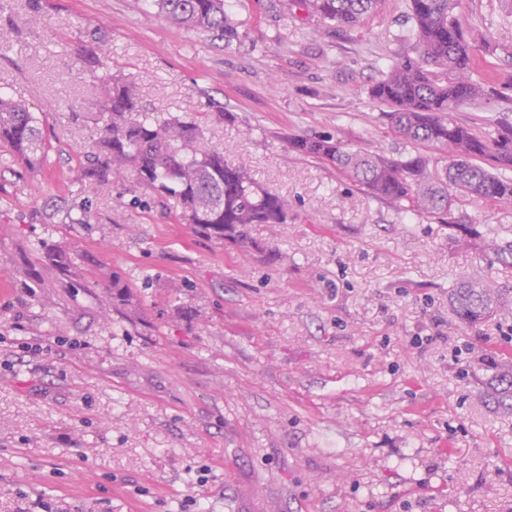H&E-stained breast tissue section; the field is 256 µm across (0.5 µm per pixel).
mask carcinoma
Here are the masks:
<instances>
[{
    "mask_svg": "<svg viewBox=\"0 0 512 512\" xmlns=\"http://www.w3.org/2000/svg\"><path fill=\"white\" fill-rule=\"evenodd\" d=\"M382 0H296L299 8L319 17L328 28L348 30L377 11ZM408 45L368 88L369 96L390 108L393 129L412 144L442 149L449 162L438 169L420 151L385 159L353 149L330 136L293 137L289 148L299 155L327 160L369 194L389 200L413 217L430 216L479 241L482 250L512 259V227L488 233L473 224L448 219L460 197L490 200L512 207V124H495L483 133L458 123L453 112L491 94L495 75L479 66V53L498 47L476 33L457 12L459 0H408ZM159 16L184 28L208 33L230 47L239 40L228 0H150ZM97 107L101 137L97 151L82 166V191L89 196L112 176L134 172L164 198L176 199L187 223L224 244L244 248L254 224L288 222V200L267 191L211 146L202 127L179 116H151L128 78L104 75ZM0 144L11 156L34 166L47 146L41 119L22 101L0 92ZM80 258L76 250H49L60 268ZM451 311L465 325L476 326L512 308L504 290L477 279L460 281L448 297ZM481 395L512 413V355L497 365L495 383Z\"/></svg>",
    "mask_w": 512,
    "mask_h": 512,
    "instance_id": "carcinoma-1",
    "label": "carcinoma"
}]
</instances>
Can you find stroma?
I'll return each instance as SVG.
<instances>
[{
    "instance_id": "35a3bbf8",
    "label": "stroma",
    "mask_w": 512,
    "mask_h": 512,
    "mask_svg": "<svg viewBox=\"0 0 512 512\" xmlns=\"http://www.w3.org/2000/svg\"><path fill=\"white\" fill-rule=\"evenodd\" d=\"M407 11L337 33L290 0H231L227 47L144 0H0V88L51 145L33 168L0 145V512H512V414L478 396L512 315L470 329L448 306L462 279L512 289V266L288 149L411 151L368 95ZM459 11L498 44L502 97L456 116L512 123V0ZM91 52L287 197V223L244 252L131 175L65 223L100 134ZM73 243L84 261L52 266ZM116 273L131 300L102 308Z\"/></svg>"
}]
</instances>
